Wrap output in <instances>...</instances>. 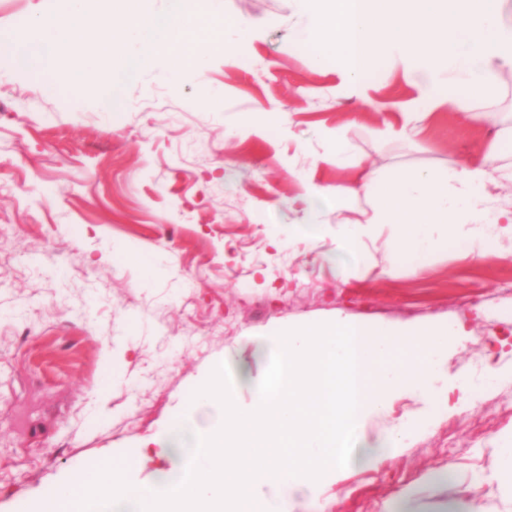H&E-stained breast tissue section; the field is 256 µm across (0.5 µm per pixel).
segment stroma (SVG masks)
Listing matches in <instances>:
<instances>
[{
    "mask_svg": "<svg viewBox=\"0 0 512 512\" xmlns=\"http://www.w3.org/2000/svg\"><path fill=\"white\" fill-rule=\"evenodd\" d=\"M223 9L258 28L248 52L214 53L202 76H170L158 59L111 107L102 87L47 89L0 47V512H41L52 486L104 456L158 480L169 462L147 440L218 363L246 372L239 393L251 400L269 334L339 317L459 326L445 372L469 377L472 402L449 390L430 418L395 400L365 436L409 418L405 448L347 466L292 512H398L405 496L417 512H512V474L495 454L512 446V259L475 258L460 242L395 266L381 224L345 280L354 262L336 239L361 203L328 200L318 240L297 231L311 216L307 184L483 157L512 118V72L483 119L461 97L420 116L412 136L381 139L416 96L400 65L370 71L360 99L335 66L292 50V0ZM338 135L353 164L322 162ZM490 364L502 371L492 382Z\"/></svg>",
    "mask_w": 512,
    "mask_h": 512,
    "instance_id": "1",
    "label": "stroma"
}]
</instances>
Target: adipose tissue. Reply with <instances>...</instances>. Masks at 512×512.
<instances>
[{
	"instance_id": "1",
	"label": "adipose tissue",
	"mask_w": 512,
	"mask_h": 512,
	"mask_svg": "<svg viewBox=\"0 0 512 512\" xmlns=\"http://www.w3.org/2000/svg\"><path fill=\"white\" fill-rule=\"evenodd\" d=\"M495 154L439 169H418L390 177L371 169L360 186L337 187V195H365L370 208L354 223L338 246L356 253L376 225L395 229L394 257L419 260L434 251L465 241L469 254L483 256L512 237V210L498 207L491 192Z\"/></svg>"
}]
</instances>
